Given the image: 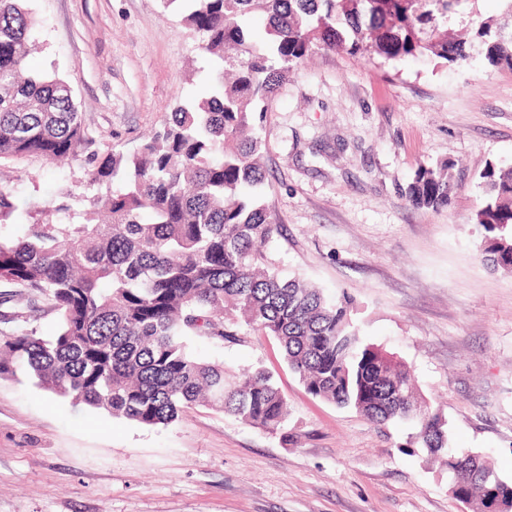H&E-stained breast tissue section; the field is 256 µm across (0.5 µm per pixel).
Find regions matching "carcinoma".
I'll use <instances>...</instances> for the list:
<instances>
[{"mask_svg":"<svg viewBox=\"0 0 512 512\" xmlns=\"http://www.w3.org/2000/svg\"><path fill=\"white\" fill-rule=\"evenodd\" d=\"M29 0H0V167L28 157L80 158L102 211L66 204L23 235L0 238V306L54 313L50 339L20 329L0 337V377L23 371L43 389L145 426L169 425L205 403L271 431L288 419L262 369L228 380L202 360L194 336L219 341L243 322L273 337L313 397L368 421L410 422L419 447L444 458L452 495L477 512H512V479L480 453L448 452V421L416 394L404 361L364 342L352 301L284 278L264 247L280 225L258 201L265 181L255 114L295 65L318 51L387 60L428 56L456 64L477 54L512 70V34L497 19L469 20L470 38L440 32L463 0H192L183 16L199 48L230 75L218 95L180 103L135 150H104L86 131L56 71H31ZM268 17L252 41L249 14ZM452 164L421 168L405 190L415 208L451 206ZM474 223L484 261L512 272V167L489 165ZM18 205L0 184V229Z\"/></svg>","mask_w":512,"mask_h":512,"instance_id":"1","label":"carcinoma"}]
</instances>
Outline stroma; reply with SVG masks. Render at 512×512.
Returning a JSON list of instances; mask_svg holds the SVG:
<instances>
[{"instance_id": "stroma-1", "label": "stroma", "mask_w": 512, "mask_h": 512, "mask_svg": "<svg viewBox=\"0 0 512 512\" xmlns=\"http://www.w3.org/2000/svg\"><path fill=\"white\" fill-rule=\"evenodd\" d=\"M36 50L56 70L88 133L136 148L181 102L210 96L222 63L183 22L182 0H30ZM260 135L259 202L281 230L269 261L357 309L365 342L404 359L448 421L456 452L488 455L512 478V273L481 259L473 216L487 165L512 166V70L481 57L446 65L319 52L291 70ZM453 162L451 208L412 207L415 172ZM28 213L101 196L82 161L13 163ZM228 376L271 372L288 404L267 431L208 406L144 426L0 378V512H474L408 424L370 423L310 395L277 343L241 327L192 339Z\"/></svg>"}]
</instances>
